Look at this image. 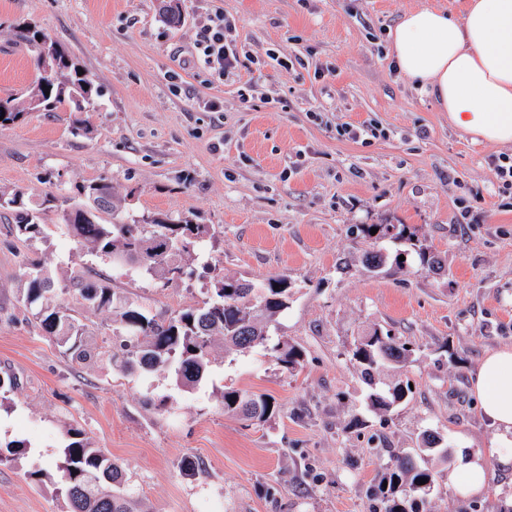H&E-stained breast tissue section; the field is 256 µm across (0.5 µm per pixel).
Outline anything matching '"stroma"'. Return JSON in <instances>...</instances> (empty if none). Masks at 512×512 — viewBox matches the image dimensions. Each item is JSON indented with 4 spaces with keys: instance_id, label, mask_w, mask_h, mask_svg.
Wrapping results in <instances>:
<instances>
[{
    "instance_id": "obj_1",
    "label": "stroma",
    "mask_w": 512,
    "mask_h": 512,
    "mask_svg": "<svg viewBox=\"0 0 512 512\" xmlns=\"http://www.w3.org/2000/svg\"><path fill=\"white\" fill-rule=\"evenodd\" d=\"M0 0V97L35 79L17 24L36 23L99 86L94 110L29 112L0 126V191L44 194L112 182L123 214L162 213L210 233L179 280L141 279L65 233L42 212L44 238L21 236L0 211V371L19 384L0 403V445L23 443L0 465V512H63L54 471L68 430H80L131 478L145 512H385L374 488L390 452L433 474L419 512H512V475L464 500L448 483L458 451L495 429L470 376L512 344V209L501 208L491 158L512 146L471 142L432 97L397 73L386 35L409 9L460 13L463 0ZM232 28L238 68L203 69L196 43L214 8ZM82 119L88 133L75 132ZM363 128L360 138L339 126ZM366 224H403L441 259L404 264L403 242ZM382 251L371 267L364 255ZM37 259L55 281L77 272L152 314L202 306L204 266L255 284L287 277L292 297L268 327V348L216 349L192 389L158 371L122 376L68 359L24 315L20 264ZM379 333L407 343L383 383H410L404 400L373 409L352 351ZM303 352L282 370L270 348ZM269 397L259 422L225 412L224 390ZM431 432L441 442L422 448ZM198 462L188 471L184 460ZM51 470L37 483L31 471Z\"/></svg>"
}]
</instances>
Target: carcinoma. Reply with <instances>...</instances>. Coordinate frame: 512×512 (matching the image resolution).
<instances>
[{
    "label": "carcinoma",
    "mask_w": 512,
    "mask_h": 512,
    "mask_svg": "<svg viewBox=\"0 0 512 512\" xmlns=\"http://www.w3.org/2000/svg\"><path fill=\"white\" fill-rule=\"evenodd\" d=\"M16 37L38 59V39L47 35L35 23L16 26ZM61 77L38 75L24 102L8 96L0 98V112L5 116L0 125L19 120L33 110L32 102L44 112H55L68 106L72 112H84L101 96V90L91 79L80 73V67L64 49H59ZM80 204L60 189L47 193L36 201L21 190L0 192V210L12 214L15 226L27 239L42 237L39 222L41 207L61 209L64 230L90 252L109 259L137 266L153 280L169 283L184 274V263L192 260V252L208 234L207 226L186 218L173 219L166 214L129 216L108 224L101 222L100 210L91 198L109 200L107 212H115L112 184L101 178L76 186ZM23 288L21 302L39 328L62 353L80 361L91 357L86 341V325L78 311L58 299V292L70 294L88 308L104 310L112 315V341L103 352L112 371L125 375H145L159 369L172 373L176 384L190 389L206 376L210 365V349L216 337L236 352H247L262 346L267 332L263 318H271L288 307V279L274 277L256 286L249 282L212 277L213 298L204 305L182 311L171 317H158L130 303L125 296L91 275H75L56 289L47 269L28 258L21 272ZM277 363L290 370L300 364L302 351L284 343L273 347ZM408 349L390 336L373 333L361 338L353 351V359L362 366L367 384L375 385L374 372L384 361L400 362ZM409 388L399 382L385 392L374 390L369 395L375 409H388L402 401ZM224 412L243 413L263 421L273 411V405L262 395L239 390L222 394ZM60 493L64 512H134L131 507L129 478L125 471L100 449L82 437L77 429L67 431L63 446ZM425 484H420V480ZM387 489L381 491L388 501L385 512H415L404 501L394 497L401 488L413 493L426 492L433 476L429 469L419 467L408 453L393 456L385 477Z\"/></svg>",
    "instance_id": "cac0c4a2"
}]
</instances>
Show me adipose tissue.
Here are the masks:
<instances>
[{
  "label": "adipose tissue",
  "mask_w": 512,
  "mask_h": 512,
  "mask_svg": "<svg viewBox=\"0 0 512 512\" xmlns=\"http://www.w3.org/2000/svg\"><path fill=\"white\" fill-rule=\"evenodd\" d=\"M399 72L435 98L471 141L512 145V0H465L461 15L407 10L390 33ZM496 433L477 452L459 451L448 481L465 497L484 494L492 469L512 473V346L485 354L470 378Z\"/></svg>",
  "instance_id": "obj_1"
}]
</instances>
